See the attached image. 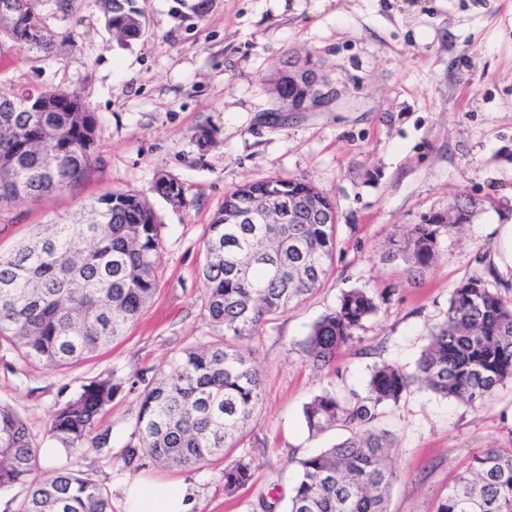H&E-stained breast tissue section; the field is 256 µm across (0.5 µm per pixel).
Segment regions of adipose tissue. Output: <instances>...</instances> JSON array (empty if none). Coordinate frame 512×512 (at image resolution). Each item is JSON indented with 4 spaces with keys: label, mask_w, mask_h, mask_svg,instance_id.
I'll use <instances>...</instances> for the list:
<instances>
[{
    "label": "adipose tissue",
    "mask_w": 512,
    "mask_h": 512,
    "mask_svg": "<svg viewBox=\"0 0 512 512\" xmlns=\"http://www.w3.org/2000/svg\"><path fill=\"white\" fill-rule=\"evenodd\" d=\"M119 488L123 512H193L197 503L194 492L180 482L159 486L133 477L123 480Z\"/></svg>",
    "instance_id": "1"
}]
</instances>
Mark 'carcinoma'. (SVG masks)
<instances>
[{"mask_svg": "<svg viewBox=\"0 0 512 512\" xmlns=\"http://www.w3.org/2000/svg\"><path fill=\"white\" fill-rule=\"evenodd\" d=\"M43 0H0L11 18L0 22V40L23 52L50 54L55 34ZM105 24L122 42L145 28L135 0H102ZM34 97L48 111L4 113L12 100ZM95 112L76 90L0 91V209L38 203L76 189L97 168ZM57 158L55 171L44 156ZM152 191L173 206L189 201L183 184L160 173ZM291 208L296 224H245L239 216L259 204ZM314 201L317 207L308 208ZM479 202L469 199L458 216H437L393 231L385 258L403 261L419 275L439 255L443 239L470 223ZM335 204L305 179L237 185L208 225L202 268L204 310L215 335L186 347L167 371L142 378L139 407L123 450L132 471L150 458L164 468L224 459V492L251 483L260 464L248 452L234 455L261 398L262 374L253 353L239 345L320 288L336 253ZM162 224L145 195L116 189L86 203L68 219L38 224L9 252H0V340L28 362L47 369L88 359L123 336L157 288ZM387 295L366 288L343 292L301 343L314 365L327 366L362 341L360 332ZM512 382V297L501 294L491 264L453 289L446 317L428 336L414 370L382 362L371 367L361 390H325L303 408L311 435L340 426L342 441L296 461L288 512H387L397 478L387 463L393 435L379 427L384 410L413 388L471 407ZM123 390L113 376L82 386L50 416V438L68 450L51 475L28 483L41 468L40 444L23 419L0 403V492L28 485L17 512H112L106 489L80 476L76 460L111 447L98 416ZM435 512H512V451L488 447L459 473Z\"/></svg>", "mask_w": 512, "mask_h": 512, "instance_id": "carcinoma-1", "label": "carcinoma"}]
</instances>
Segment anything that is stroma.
<instances>
[{
    "instance_id": "obj_1",
    "label": "stroma",
    "mask_w": 512,
    "mask_h": 512,
    "mask_svg": "<svg viewBox=\"0 0 512 512\" xmlns=\"http://www.w3.org/2000/svg\"><path fill=\"white\" fill-rule=\"evenodd\" d=\"M146 30L120 45L97 0H72L69 13L42 8L58 46L28 54L0 43V88L75 90L98 117L100 163L73 192L0 210V250L34 225L64 218L115 189L150 193L163 227L158 287L151 302L98 355L48 370L0 343V402L47 441L51 413L83 384L115 374L125 386L101 415L110 453L82 460L122 512L121 453L133 430L138 376L166 370L183 348L212 333L203 317L199 274L212 216L232 186L308 178L336 204V261L321 288L243 341L263 380L262 398L240 444L262 466L235 496L224 494V462L168 469L144 459L140 476L194 486L197 512H255L270 484L289 490L297 459L344 437L335 428L312 437L304 404L327 389L362 388L381 361L413 368L426 337L448 310L452 288L482 271L493 251L495 219L512 214V0H137ZM310 58L341 91L337 103L281 122L274 92L282 69ZM250 109L229 128L230 109ZM208 130L206 148L194 135ZM186 188L189 207L152 195L158 172ZM480 206L464 236L444 241L419 281L383 257L394 229L444 215L458 196ZM389 293L362 340L332 367L312 365L299 349L311 324L342 292ZM382 425L396 437L397 479L389 512H434L455 476L488 444L512 448V383L482 407L426 390L388 408Z\"/></svg>"
}]
</instances>
